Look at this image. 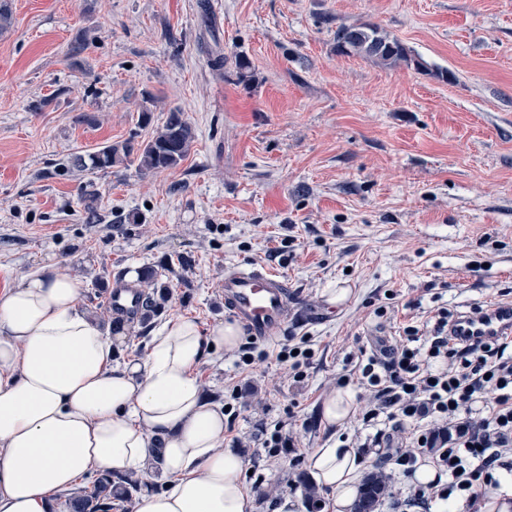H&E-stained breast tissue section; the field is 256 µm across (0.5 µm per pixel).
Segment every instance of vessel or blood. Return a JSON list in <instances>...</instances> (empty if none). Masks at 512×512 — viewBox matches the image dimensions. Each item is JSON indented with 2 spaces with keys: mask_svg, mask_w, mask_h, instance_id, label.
I'll list each match as a JSON object with an SVG mask.
<instances>
[{
  "mask_svg": "<svg viewBox=\"0 0 512 512\" xmlns=\"http://www.w3.org/2000/svg\"><path fill=\"white\" fill-rule=\"evenodd\" d=\"M224 304L247 325L254 336L273 335L291 312L288 281L274 272L255 267H233L224 272ZM107 296L116 314L133 319L143 306L142 291L121 282L113 283ZM459 338L485 340L501 333L512 334V300L491 301L484 313L456 321Z\"/></svg>",
  "mask_w": 512,
  "mask_h": 512,
  "instance_id": "b4317fda",
  "label": "vessel or blood"
}]
</instances>
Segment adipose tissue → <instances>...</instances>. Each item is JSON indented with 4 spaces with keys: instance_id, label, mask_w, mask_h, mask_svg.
<instances>
[{
    "instance_id": "adipose-tissue-1",
    "label": "adipose tissue",
    "mask_w": 512,
    "mask_h": 512,
    "mask_svg": "<svg viewBox=\"0 0 512 512\" xmlns=\"http://www.w3.org/2000/svg\"><path fill=\"white\" fill-rule=\"evenodd\" d=\"M79 301L78 281L50 266L0 290V512H50L87 469L154 462L166 486L142 493L135 512H253L243 462L223 447L224 413L193 375L207 347L236 345L239 326L175 318L144 362L116 366L110 329ZM360 469L332 437L309 458L333 512H350Z\"/></svg>"
}]
</instances>
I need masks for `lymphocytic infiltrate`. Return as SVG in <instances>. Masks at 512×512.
Instances as JSON below:
<instances>
[{
	"label": "lymphocytic infiltrate",
	"mask_w": 512,
	"mask_h": 512,
	"mask_svg": "<svg viewBox=\"0 0 512 512\" xmlns=\"http://www.w3.org/2000/svg\"><path fill=\"white\" fill-rule=\"evenodd\" d=\"M453 313L441 310L431 329L410 325L395 347L382 349L343 376L370 391L363 421L375 429L364 445L412 475L428 457L446 485L413 484L401 505L426 508L462 502L478 512L481 498L499 488L496 471L512 475V337L464 342L451 336Z\"/></svg>",
	"instance_id": "1"
}]
</instances>
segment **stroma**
Listing matches in <instances>:
<instances>
[{
	"mask_svg": "<svg viewBox=\"0 0 512 512\" xmlns=\"http://www.w3.org/2000/svg\"><path fill=\"white\" fill-rule=\"evenodd\" d=\"M0 34V289L51 265L81 284L112 331L113 361H144L163 323L233 321L224 269L283 275L295 304L267 350L310 336L303 383L275 358L238 374L237 350L206 351L193 374L208 402L241 387L224 441L255 512H328L309 458L332 429L326 399L345 357L378 352L437 310L512 299V0H12ZM376 25L419 67L334 50L337 26ZM89 46L82 67L68 49ZM223 55V70L211 65ZM254 75L236 81L235 57ZM152 95L154 104L144 102ZM151 107L150 123L141 112ZM195 139L175 168L137 157L80 170L74 155L142 143L170 108ZM138 213V223L127 221ZM167 287L158 309L117 317L114 276ZM346 289L329 304L331 289ZM332 305L329 320L311 310ZM385 307L377 316V307ZM284 423L294 445L256 438Z\"/></svg>",
	"mask_w": 512,
	"mask_h": 512,
	"instance_id": "1",
	"label": "stroma"
}]
</instances>
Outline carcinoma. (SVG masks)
I'll return each instance as SVG.
<instances>
[{"label":"carcinoma","mask_w":512,"mask_h":512,"mask_svg":"<svg viewBox=\"0 0 512 512\" xmlns=\"http://www.w3.org/2000/svg\"><path fill=\"white\" fill-rule=\"evenodd\" d=\"M336 52L357 54L387 65H410L413 62L404 44L383 34L373 25L340 26L336 29ZM194 138L192 126L184 111L175 107L169 110L163 125L151 139L139 146L129 141L106 144L95 151L78 154L72 164L78 168L107 170L123 163L131 154L138 153L139 170L153 173L177 167L188 153ZM389 487L379 473L366 476L361 494L352 512H376ZM70 512H112V476L95 480L93 490L66 502Z\"/></svg>","instance_id":"cac0c4a2"}]
</instances>
